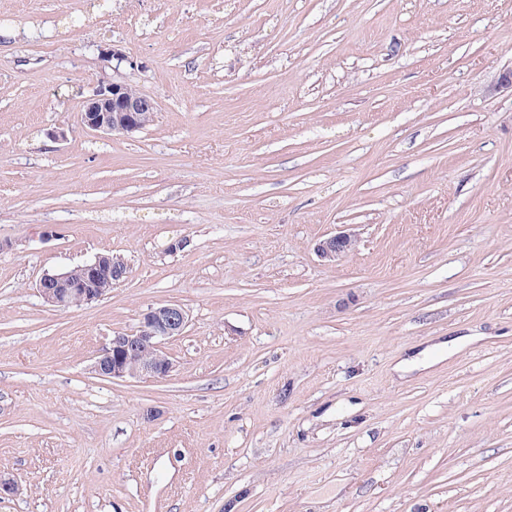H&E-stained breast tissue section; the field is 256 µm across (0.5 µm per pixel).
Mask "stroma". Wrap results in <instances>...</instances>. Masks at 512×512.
Here are the masks:
<instances>
[{"instance_id": "35a3bbf8", "label": "stroma", "mask_w": 512, "mask_h": 512, "mask_svg": "<svg viewBox=\"0 0 512 512\" xmlns=\"http://www.w3.org/2000/svg\"><path fill=\"white\" fill-rule=\"evenodd\" d=\"M509 70L512 0H0V512H512ZM167 303L169 377L93 371ZM154 100L123 80L100 81L80 111V122L88 131L107 135H132L154 118ZM356 243L355 234L342 231L319 241L315 246V251L323 261L334 262L353 251L356 248ZM79 267L85 274L82 279L73 278L68 271L46 274L40 279L37 288L45 304L61 308L68 306L72 298L79 299L82 304L98 301L106 295V288H112V282L107 279L99 281L103 272L114 282L127 275L125 266L113 264L111 257L104 254H97ZM458 343L459 342L457 340L434 343L427 348L418 351L417 356L412 357L411 359L406 358L398 361L394 366V370L399 374L400 378H404L405 374L413 370L431 368L446 359V350L447 356L451 355Z\"/></svg>"}]
</instances>
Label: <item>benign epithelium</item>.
<instances>
[{
	"mask_svg": "<svg viewBox=\"0 0 512 512\" xmlns=\"http://www.w3.org/2000/svg\"><path fill=\"white\" fill-rule=\"evenodd\" d=\"M154 100L133 89L123 80L101 81L80 111L82 126L94 133L132 135L147 126L145 117L154 115ZM357 238L348 232H339L315 246L317 256L334 262L356 248ZM84 277L75 279L70 272L47 274L38 284L44 303L65 307L77 298L83 304L100 300L106 289L98 287L99 278L107 275L114 282L126 276L125 266L115 264L111 257L98 254L81 265ZM188 315L178 304L168 303L148 309L141 315L139 326L128 333H119L103 347L94 364L97 375L111 378H145L163 380L174 370L175 364L160 354L164 341L184 333Z\"/></svg>",
	"mask_w": 512,
	"mask_h": 512,
	"instance_id": "1",
	"label": "benign epithelium"
}]
</instances>
